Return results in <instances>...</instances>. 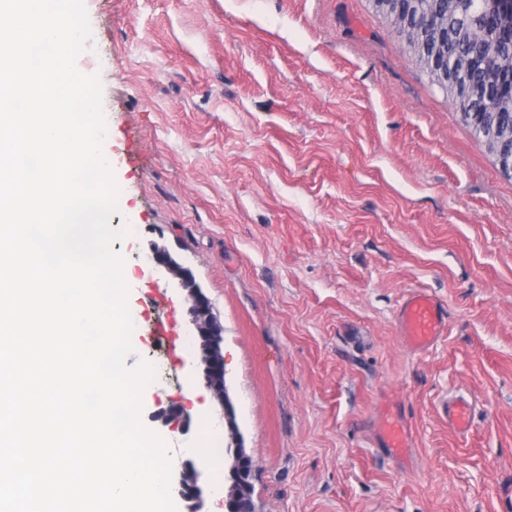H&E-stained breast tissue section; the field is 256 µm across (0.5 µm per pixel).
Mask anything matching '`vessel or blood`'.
<instances>
[{
    "mask_svg": "<svg viewBox=\"0 0 512 512\" xmlns=\"http://www.w3.org/2000/svg\"><path fill=\"white\" fill-rule=\"evenodd\" d=\"M399 326L406 343L415 350L432 345L442 335L445 317L441 305L429 294L414 292L402 303ZM448 424L459 433H466L470 426V406L458 398L445 405Z\"/></svg>",
    "mask_w": 512,
    "mask_h": 512,
    "instance_id": "obj_1",
    "label": "vessel or blood"
}]
</instances>
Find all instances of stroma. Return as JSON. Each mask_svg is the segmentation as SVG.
Masks as SVG:
<instances>
[{
	"label": "stroma",
	"mask_w": 512,
	"mask_h": 512,
	"mask_svg": "<svg viewBox=\"0 0 512 512\" xmlns=\"http://www.w3.org/2000/svg\"><path fill=\"white\" fill-rule=\"evenodd\" d=\"M131 226L128 367L172 482L208 449L224 512V407L203 386L182 271L221 326L255 512H512V176L372 0H83ZM173 268L144 264L151 245ZM422 290L447 328L397 324ZM188 346L175 359L167 339ZM471 404L470 428L444 404ZM401 419L408 446L378 430ZM399 326L406 343L414 350H423L442 335L445 317L441 305L429 294L414 292L402 303ZM448 414V425L463 434L470 426V406L463 398L449 401L445 405Z\"/></svg>",
	"instance_id": "stroma-1"
}]
</instances>
